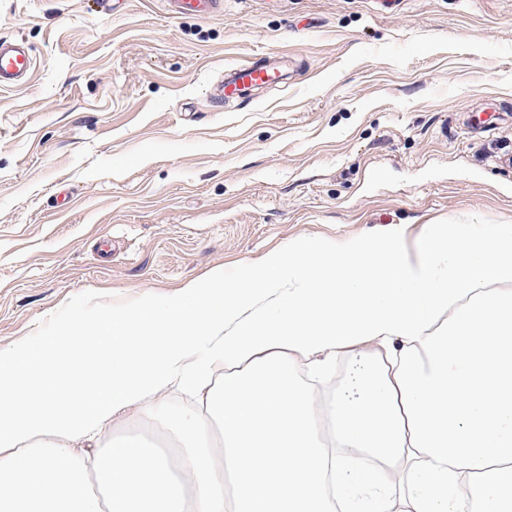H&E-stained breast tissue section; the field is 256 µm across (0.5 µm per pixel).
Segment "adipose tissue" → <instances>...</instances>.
Wrapping results in <instances>:
<instances>
[{"label":"adipose tissue","mask_w":512,"mask_h":512,"mask_svg":"<svg viewBox=\"0 0 512 512\" xmlns=\"http://www.w3.org/2000/svg\"><path fill=\"white\" fill-rule=\"evenodd\" d=\"M172 386L197 408L170 414ZM121 411L174 454L101 441ZM467 504L512 512V223L304 237L0 348V512Z\"/></svg>","instance_id":"1"}]
</instances>
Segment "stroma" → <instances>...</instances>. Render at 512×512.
<instances>
[{
	"mask_svg": "<svg viewBox=\"0 0 512 512\" xmlns=\"http://www.w3.org/2000/svg\"><path fill=\"white\" fill-rule=\"evenodd\" d=\"M0 348L302 237L512 222V0H0ZM273 53L281 83L211 94ZM166 11L171 15H195L206 17L224 8L222 0H163ZM32 70V58L24 43L0 37V88L25 84Z\"/></svg>",
	"mask_w": 512,
	"mask_h": 512,
	"instance_id": "stroma-1",
	"label": "stroma"
}]
</instances>
